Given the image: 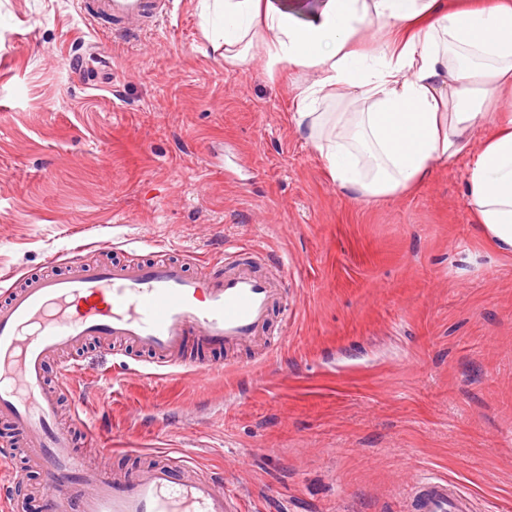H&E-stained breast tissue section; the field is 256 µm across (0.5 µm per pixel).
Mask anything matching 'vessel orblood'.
<instances>
[{
  "label": "vessel or blood",
  "instance_id": "vessel-or-blood-1",
  "mask_svg": "<svg viewBox=\"0 0 512 512\" xmlns=\"http://www.w3.org/2000/svg\"><path fill=\"white\" fill-rule=\"evenodd\" d=\"M85 12L106 15L140 32L170 10V0H84ZM60 274H28L0 301V419L23 438L31 466L44 472L45 512H238L239 489L225 486L189 460L152 454L133 473L108 476L80 462L58 425L60 395L75 370L63 367L48 389L47 367L90 340L121 342L157 370L189 369L199 379L211 365L187 357L190 341L232 349L262 340L281 294L238 252L215 270L192 273L188 259L87 263L74 249ZM406 512H475L474 501L437 476L416 478Z\"/></svg>",
  "mask_w": 512,
  "mask_h": 512
}]
</instances>
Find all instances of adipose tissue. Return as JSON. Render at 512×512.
Listing matches in <instances>:
<instances>
[{
    "label": "adipose tissue",
    "mask_w": 512,
    "mask_h": 512,
    "mask_svg": "<svg viewBox=\"0 0 512 512\" xmlns=\"http://www.w3.org/2000/svg\"><path fill=\"white\" fill-rule=\"evenodd\" d=\"M225 65L315 71L291 121L331 180L367 201L469 156L482 233L512 253V0H212ZM336 111H323L326 102ZM480 149H473L474 137Z\"/></svg>",
    "instance_id": "ef3b65f1"
}]
</instances>
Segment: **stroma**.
Instances as JSON below:
<instances>
[{
    "label": "stroma",
    "instance_id": "stroma-1",
    "mask_svg": "<svg viewBox=\"0 0 512 512\" xmlns=\"http://www.w3.org/2000/svg\"><path fill=\"white\" fill-rule=\"evenodd\" d=\"M209 29L201 0L136 37L78 0H0V290L77 245L243 246L287 275L271 358L202 348L201 381L94 341L65 355L62 402L90 426L77 458L130 473L187 455L242 488L241 512H400L424 473L512 512V253L474 222L468 156L400 196L341 191L290 120L306 74L225 66ZM44 482L0 467L22 512H43Z\"/></svg>",
    "mask_w": 512,
    "mask_h": 512
}]
</instances>
